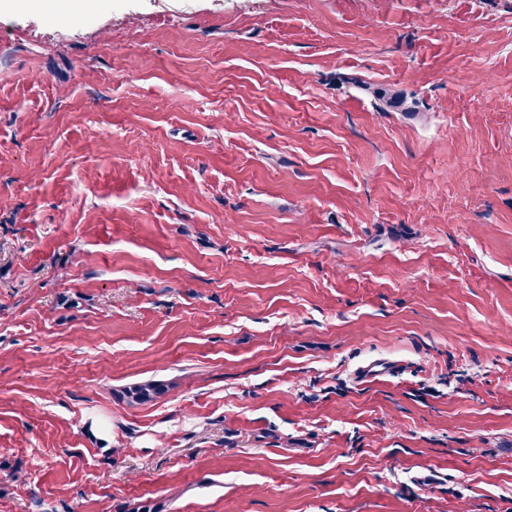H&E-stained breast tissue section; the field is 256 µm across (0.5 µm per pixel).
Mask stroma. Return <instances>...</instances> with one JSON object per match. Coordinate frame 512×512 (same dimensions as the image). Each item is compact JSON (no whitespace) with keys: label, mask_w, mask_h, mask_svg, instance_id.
<instances>
[{"label":"stroma","mask_w":512,"mask_h":512,"mask_svg":"<svg viewBox=\"0 0 512 512\" xmlns=\"http://www.w3.org/2000/svg\"><path fill=\"white\" fill-rule=\"evenodd\" d=\"M0 512H512V0H0ZM166 391L167 388L163 383L148 381L128 388L125 391V397L131 402L147 403L164 395Z\"/></svg>","instance_id":"obj_1"}]
</instances>
